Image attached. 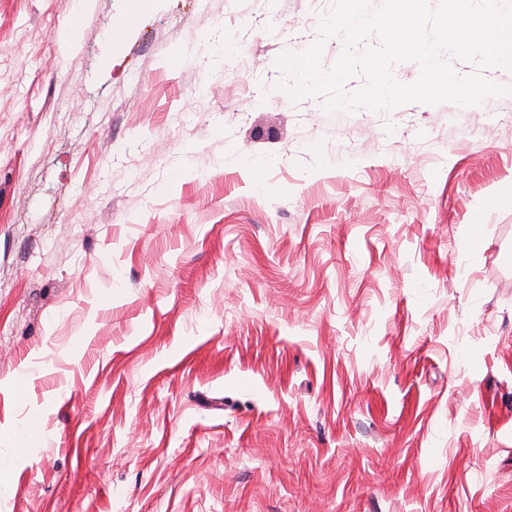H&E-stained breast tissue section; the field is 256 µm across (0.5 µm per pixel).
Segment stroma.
<instances>
[{
  "mask_svg": "<svg viewBox=\"0 0 512 512\" xmlns=\"http://www.w3.org/2000/svg\"><path fill=\"white\" fill-rule=\"evenodd\" d=\"M332 3L0 0V512H512V69L292 98Z\"/></svg>",
  "mask_w": 512,
  "mask_h": 512,
  "instance_id": "1",
  "label": "stroma"
}]
</instances>
